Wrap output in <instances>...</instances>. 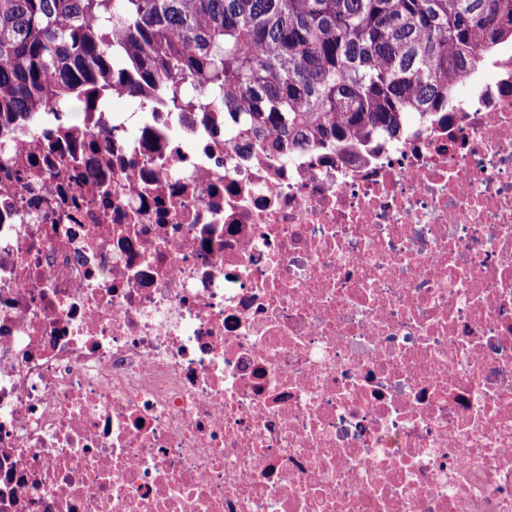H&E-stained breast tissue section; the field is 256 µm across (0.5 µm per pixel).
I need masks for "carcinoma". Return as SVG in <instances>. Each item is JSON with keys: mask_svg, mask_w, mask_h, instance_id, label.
<instances>
[{"mask_svg": "<svg viewBox=\"0 0 512 512\" xmlns=\"http://www.w3.org/2000/svg\"><path fill=\"white\" fill-rule=\"evenodd\" d=\"M512 40V0H0V131L88 105L118 68L282 158L396 136L448 110L462 68Z\"/></svg>", "mask_w": 512, "mask_h": 512, "instance_id": "cac0c4a2", "label": "carcinoma"}]
</instances>
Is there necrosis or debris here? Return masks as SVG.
I'll list each match as a JSON object with an SVG mask.
<instances>
[{"label": "necrosis or debris", "mask_w": 512, "mask_h": 512, "mask_svg": "<svg viewBox=\"0 0 512 512\" xmlns=\"http://www.w3.org/2000/svg\"><path fill=\"white\" fill-rule=\"evenodd\" d=\"M461 86L285 159L161 89L0 137V512H512V47Z\"/></svg>", "instance_id": "4bbe7bcc"}]
</instances>
